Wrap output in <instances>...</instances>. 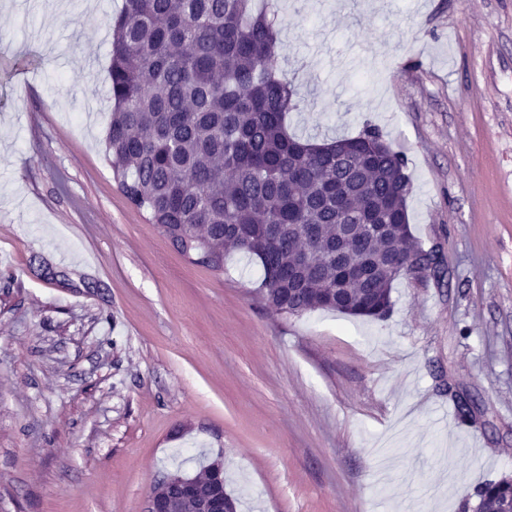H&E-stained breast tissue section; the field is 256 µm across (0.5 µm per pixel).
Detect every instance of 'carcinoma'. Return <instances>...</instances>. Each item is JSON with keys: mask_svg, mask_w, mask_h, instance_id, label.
I'll list each match as a JSON object with an SVG mask.
<instances>
[{"mask_svg": "<svg viewBox=\"0 0 512 512\" xmlns=\"http://www.w3.org/2000/svg\"><path fill=\"white\" fill-rule=\"evenodd\" d=\"M275 11L255 0H124L112 26L106 150L127 203L159 233L195 232L204 265L224 271L230 248L255 257L259 285L278 313L316 309L382 318L391 307L393 262L442 258L413 237L407 158L367 125L352 138L316 143L288 133L298 108L279 72ZM357 238L345 254L372 259L370 276L336 292L338 226ZM316 227L309 239L305 225ZM365 224H387L378 237ZM305 287L288 285V267ZM480 512H501L512 479L477 491Z\"/></svg>", "mask_w": 512, "mask_h": 512, "instance_id": "carcinoma-1", "label": "carcinoma"}]
</instances>
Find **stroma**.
<instances>
[{
  "mask_svg": "<svg viewBox=\"0 0 512 512\" xmlns=\"http://www.w3.org/2000/svg\"><path fill=\"white\" fill-rule=\"evenodd\" d=\"M273 3L289 132L376 125L442 273L377 320L191 263L106 152L123 0H0V512H141L219 458L237 512H477L512 478V0ZM157 482L158 483L153 487L157 488V491L153 493V488L151 489L146 497L143 512H180L177 510V505L172 502L166 503V501L162 497H159V495L162 494L166 487L172 482L179 483L185 491L190 492L191 494L194 493L198 487L196 475L187 476L171 474L166 478H160ZM479 512H499L512 499V479L488 481L477 491Z\"/></svg>",
  "mask_w": 512,
  "mask_h": 512,
  "instance_id": "35a3bbf8",
  "label": "stroma"
}]
</instances>
